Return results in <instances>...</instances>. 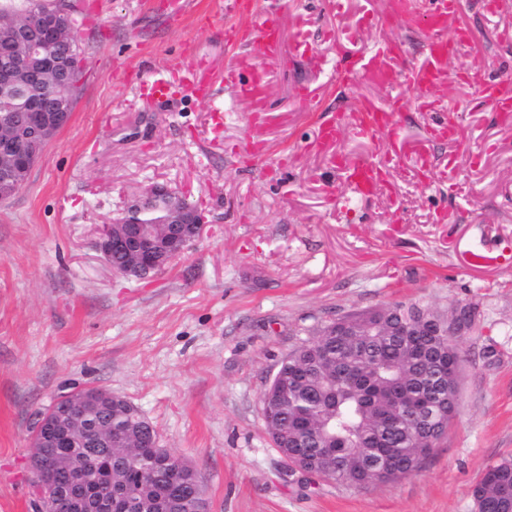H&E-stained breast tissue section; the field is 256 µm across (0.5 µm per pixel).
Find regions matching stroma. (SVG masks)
<instances>
[{
	"label": "stroma",
	"instance_id": "stroma-1",
	"mask_svg": "<svg viewBox=\"0 0 512 512\" xmlns=\"http://www.w3.org/2000/svg\"><path fill=\"white\" fill-rule=\"evenodd\" d=\"M80 2L71 119L0 201V512H46L32 431L76 387L134 404L203 476L209 512H473L477 478L512 459V119L478 93L512 76V0L492 15L486 0H460L448 24L475 38L424 108L409 81L426 60L423 0L404 20L397 0H256L251 16L229 0ZM268 12L279 56L227 41ZM385 43L405 60L392 83L333 80L343 55ZM201 62L213 98L141 95L150 75ZM229 67L256 79L251 97L224 87ZM365 102L390 112L401 152L361 199L331 158L379 155L347 133L321 144L319 128L354 122ZM435 111L451 115L456 141L431 134ZM154 183L197 202L208 224L151 281L129 280L108 267L97 227ZM415 300L481 314L457 339L459 402L441 443L394 482L289 474L261 405L281 361L339 316Z\"/></svg>",
	"mask_w": 512,
	"mask_h": 512
}]
</instances>
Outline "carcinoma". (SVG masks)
<instances>
[{
	"label": "carcinoma",
	"mask_w": 512,
	"mask_h": 512,
	"mask_svg": "<svg viewBox=\"0 0 512 512\" xmlns=\"http://www.w3.org/2000/svg\"><path fill=\"white\" fill-rule=\"evenodd\" d=\"M30 0L0 3V46L11 39L14 25L30 19ZM62 45L66 76L58 93L75 102L83 78L82 50L77 32ZM34 90L25 85L0 92V123L22 108ZM443 315L420 301L399 302L381 309L346 314L303 341L279 367L280 375L264 391L271 412L265 421L278 450L307 463L309 470L350 486L376 483L372 463L400 467L412 475L431 455L427 415L421 400L436 408L448 399L459 352L453 338L437 329L424 336L405 330L422 320ZM479 312L474 305L457 307L456 320L473 331ZM81 389L68 403L56 402L42 415L47 423L64 409L83 406ZM97 421V444L76 427L61 431L63 446L53 449L56 477L33 475L45 504L68 489L74 472H105L112 478V497L122 512H140L148 502L167 512L174 497L175 512H207L205 485L192 466L176 474L168 460L172 452L159 445L154 426L139 410L116 395L89 409ZM475 512H512V459L489 466L472 488Z\"/></svg>",
	"instance_id": "obj_1"
}]
</instances>
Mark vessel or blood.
<instances>
[{"instance_id": "vessel-or-blood-1", "label": "vessel or blood", "mask_w": 512, "mask_h": 512, "mask_svg": "<svg viewBox=\"0 0 512 512\" xmlns=\"http://www.w3.org/2000/svg\"><path fill=\"white\" fill-rule=\"evenodd\" d=\"M457 11V0H427V60L426 67L415 74L418 92H426L438 79L439 66L449 56L456 54L459 47L469 44L472 32L468 27H449L448 20ZM248 43L253 51L267 56H275L279 51L278 27L274 18L264 17L250 36ZM400 62L399 52L390 45L378 47L368 59L343 57L338 61L334 74L338 80L350 83L369 73L379 78H389L397 70ZM180 84L195 95H207L213 88L206 65L174 78H160L147 88L148 96L162 99L168 97L173 84ZM480 94L493 102L498 111L512 112V79L503 78L497 82L482 85ZM391 125V116L387 110L367 108L363 117L357 122L354 131L372 142H380L382 135ZM393 155L384 154L381 163H343L341 169L350 188L363 197L370 196L377 188L383 167L392 163Z\"/></svg>"}]
</instances>
